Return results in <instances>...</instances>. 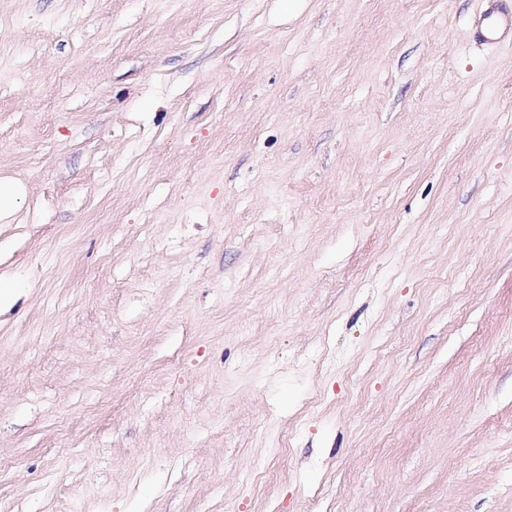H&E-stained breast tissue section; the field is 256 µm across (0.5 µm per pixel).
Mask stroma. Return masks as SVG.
<instances>
[{
	"label": "stroma",
	"instance_id": "35a3bbf8",
	"mask_svg": "<svg viewBox=\"0 0 512 512\" xmlns=\"http://www.w3.org/2000/svg\"><path fill=\"white\" fill-rule=\"evenodd\" d=\"M481 6L0 0V512H512Z\"/></svg>",
	"mask_w": 512,
	"mask_h": 512
}]
</instances>
